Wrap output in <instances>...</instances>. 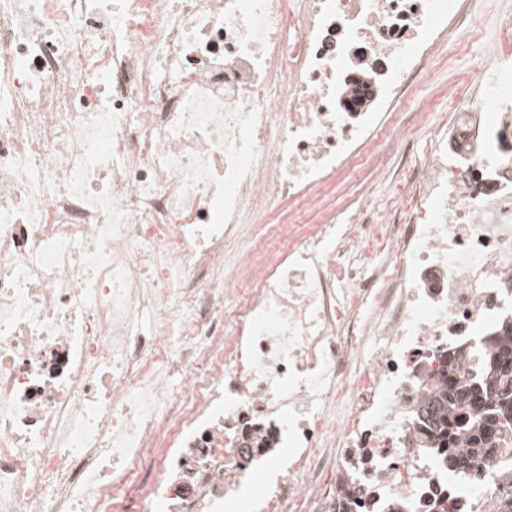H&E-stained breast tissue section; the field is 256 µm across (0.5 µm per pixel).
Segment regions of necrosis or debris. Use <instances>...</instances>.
Returning <instances> with one entry per match:
<instances>
[{
  "label": "necrosis or debris",
  "mask_w": 512,
  "mask_h": 512,
  "mask_svg": "<svg viewBox=\"0 0 512 512\" xmlns=\"http://www.w3.org/2000/svg\"><path fill=\"white\" fill-rule=\"evenodd\" d=\"M511 44L512 0H0V512H512V438L459 482L421 416L512 319ZM384 133L429 147L341 207ZM462 30L440 45L437 64L401 104L405 121L415 122L419 112L428 110L448 112L454 95L466 91L464 78L470 61L486 52L488 41L475 36L464 37ZM358 173L344 176L336 185V198L353 207L380 210L405 174L407 163L387 147L373 153Z\"/></svg>",
  "instance_id": "1"
}]
</instances>
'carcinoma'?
Returning a JSON list of instances; mask_svg holds the SVG:
<instances>
[{"label": "carcinoma", "instance_id": "obj_1", "mask_svg": "<svg viewBox=\"0 0 512 512\" xmlns=\"http://www.w3.org/2000/svg\"><path fill=\"white\" fill-rule=\"evenodd\" d=\"M426 428L452 447L448 467L468 473L472 459L494 452L497 435L512 429V335L477 373L448 356V378L422 405Z\"/></svg>", "mask_w": 512, "mask_h": 512}]
</instances>
